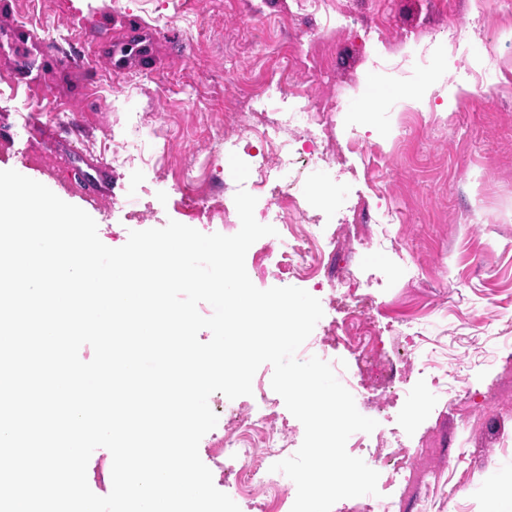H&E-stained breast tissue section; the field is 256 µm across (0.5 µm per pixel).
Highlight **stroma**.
Wrapping results in <instances>:
<instances>
[{"label": "stroma", "mask_w": 512, "mask_h": 512, "mask_svg": "<svg viewBox=\"0 0 512 512\" xmlns=\"http://www.w3.org/2000/svg\"><path fill=\"white\" fill-rule=\"evenodd\" d=\"M76 7L110 21L82 32ZM21 25L52 32L56 51L28 93L0 59V170L86 209L113 248L171 220L235 234L238 184L205 132L225 102L268 115L286 160L301 132L292 113L331 104L329 129L303 131L330 143L328 158L294 188L338 247L319 277L323 319L342 317L326 303L341 273L375 298L388 356L406 343L416 360L410 392L381 410L359 405L377 422L365 439L427 438L446 464L414 498L403 497L401 475L379 468V498L397 500V512H512V407L487 398L512 378V12L495 0H16L0 31ZM127 144L141 161H122ZM73 146L82 157L63 165ZM162 146L165 173L151 158ZM87 157L109 165L112 195L90 202L95 181L69 184ZM203 161L214 170L207 205L178 187L182 168ZM457 364L456 393L482 417L474 431L434 391Z\"/></svg>", "instance_id": "obj_1"}]
</instances>
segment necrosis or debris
<instances>
[{"label":"necrosis or debris","instance_id":"1","mask_svg":"<svg viewBox=\"0 0 512 512\" xmlns=\"http://www.w3.org/2000/svg\"><path fill=\"white\" fill-rule=\"evenodd\" d=\"M224 125L230 128V139L242 145L244 153H255L252 167L257 187L266 186L265 171L270 162L279 161L281 147L265 131L264 123L252 112H228ZM274 205L282 215L278 234L273 244L279 250L278 272L306 281L314 280L326 254L324 242L317 236L295 194L279 187L271 189ZM346 308V315L338 323L327 325L322 336L308 342L305 352L320 359H328L331 350L344 346L357 357L361 366L372 368L378 375L380 394L378 405H385L390 397L401 392L410 381L409 374H395L387 365L384 344L375 323L367 316L370 298L361 297L335 286ZM253 398L257 409L235 410L224 413V432L218 438V452L213 459L216 467H223L225 459H233L228 468L227 482L233 493L249 501L255 512H282L288 504L295 485L289 484L282 473L273 471L274 463L288 455L286 423L277 399L272 398L263 382L256 380Z\"/></svg>","mask_w":512,"mask_h":512}]
</instances>
